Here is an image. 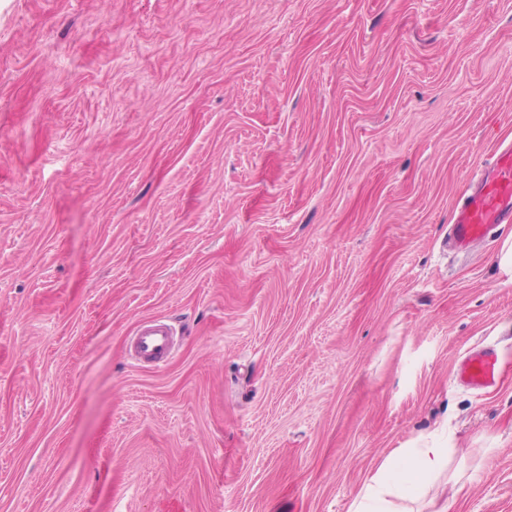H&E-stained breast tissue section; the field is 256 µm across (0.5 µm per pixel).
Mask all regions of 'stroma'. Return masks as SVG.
<instances>
[{
  "label": "stroma",
  "mask_w": 512,
  "mask_h": 512,
  "mask_svg": "<svg viewBox=\"0 0 512 512\" xmlns=\"http://www.w3.org/2000/svg\"><path fill=\"white\" fill-rule=\"evenodd\" d=\"M509 142L512 0H0V512H348L435 430L512 512ZM475 184L453 216L459 251L466 252L470 245L484 240L497 224L512 222V145L495 154ZM176 333L164 319L143 323L127 343L129 357L137 364L165 366L176 347ZM454 375L473 390L494 388L499 381L498 355L493 349L471 353L458 363Z\"/></svg>",
  "instance_id": "obj_1"
}]
</instances>
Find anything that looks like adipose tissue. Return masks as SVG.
Instances as JSON below:
<instances>
[{
    "label": "adipose tissue",
    "instance_id": "adipose-tissue-1",
    "mask_svg": "<svg viewBox=\"0 0 512 512\" xmlns=\"http://www.w3.org/2000/svg\"><path fill=\"white\" fill-rule=\"evenodd\" d=\"M449 451L436 434L422 435L413 447L398 448L367 474L348 512H448L436 488L461 494L459 473L448 470Z\"/></svg>",
    "mask_w": 512,
    "mask_h": 512
}]
</instances>
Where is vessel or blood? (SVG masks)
Returning a JSON list of instances; mask_svg holds the SVG:
<instances>
[{
    "instance_id": "1",
    "label": "vessel or blood",
    "mask_w": 512,
    "mask_h": 512,
    "mask_svg": "<svg viewBox=\"0 0 512 512\" xmlns=\"http://www.w3.org/2000/svg\"><path fill=\"white\" fill-rule=\"evenodd\" d=\"M512 222V145L499 150L491 165L483 169L475 189L465 197L453 216L454 239L458 250L484 240L499 224ZM176 333L163 319L143 323L127 343L129 357L139 364L166 365L176 347ZM455 379L482 391L497 386L498 355L484 349L463 358L455 369Z\"/></svg>"
}]
</instances>
